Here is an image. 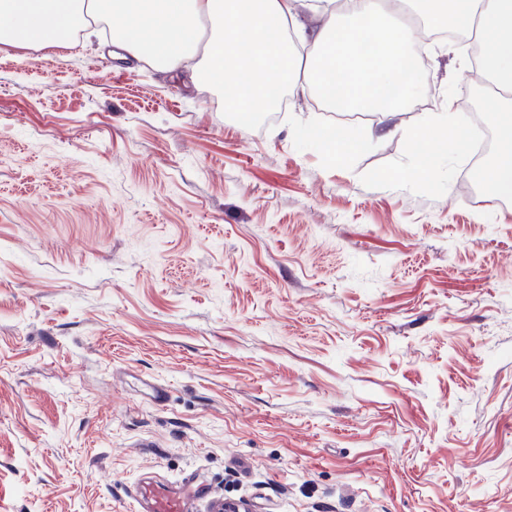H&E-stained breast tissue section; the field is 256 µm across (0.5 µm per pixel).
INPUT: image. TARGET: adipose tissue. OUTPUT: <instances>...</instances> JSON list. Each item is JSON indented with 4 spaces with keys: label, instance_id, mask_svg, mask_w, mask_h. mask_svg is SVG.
I'll use <instances>...</instances> for the list:
<instances>
[{
    "label": "adipose tissue",
    "instance_id": "ef3b65f1",
    "mask_svg": "<svg viewBox=\"0 0 512 512\" xmlns=\"http://www.w3.org/2000/svg\"><path fill=\"white\" fill-rule=\"evenodd\" d=\"M298 0H0V51L46 50L72 40L89 21L107 23L112 42L155 68L177 71L194 61L198 84L228 93L232 112H254L273 80L314 92L324 71L342 104L412 105L425 93L427 70H414L411 30L384 0H309L307 26ZM423 20L460 29L482 46L479 65L462 60L495 91L486 101L507 129L487 175L497 197H512V0H409ZM208 38H201L204 23Z\"/></svg>",
    "mask_w": 512,
    "mask_h": 512
}]
</instances>
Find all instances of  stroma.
Segmentation results:
<instances>
[{"label": "stroma", "instance_id": "1", "mask_svg": "<svg viewBox=\"0 0 512 512\" xmlns=\"http://www.w3.org/2000/svg\"><path fill=\"white\" fill-rule=\"evenodd\" d=\"M108 38L0 52V512H512V199L422 173L473 75L257 129ZM426 133L437 142H446L455 139L461 128V118L454 112L451 100L437 112H428L422 120ZM194 483V476L187 475L179 483H144L134 495L135 511L189 512V497L185 487ZM146 505V507H144Z\"/></svg>", "mask_w": 512, "mask_h": 512}]
</instances>
